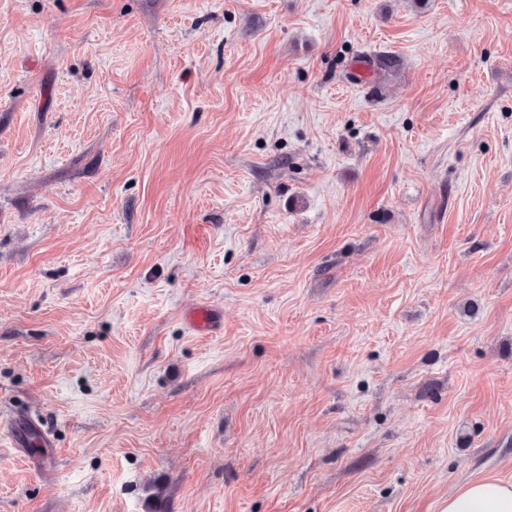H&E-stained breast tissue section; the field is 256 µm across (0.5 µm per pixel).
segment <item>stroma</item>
<instances>
[{
	"instance_id": "obj_1",
	"label": "stroma",
	"mask_w": 512,
	"mask_h": 512,
	"mask_svg": "<svg viewBox=\"0 0 512 512\" xmlns=\"http://www.w3.org/2000/svg\"><path fill=\"white\" fill-rule=\"evenodd\" d=\"M1 414L0 512L512 482V0H0ZM187 320L194 331L206 334L220 333L223 327L221 316L216 310L207 306L196 307L189 313ZM0 432L3 436L5 433L10 434V443L15 446H21L22 438L27 443L30 441L37 442L42 448H46L43 457V464H46L54 456V443L47 429L38 421L27 418L20 421L16 417H6L0 421Z\"/></svg>"
}]
</instances>
